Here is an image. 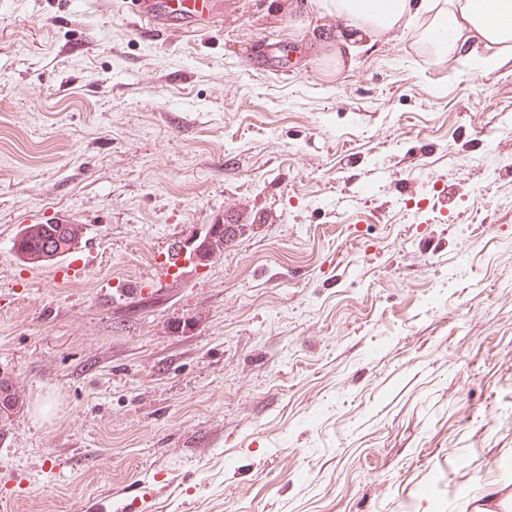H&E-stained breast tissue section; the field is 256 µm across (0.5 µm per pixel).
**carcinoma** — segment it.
Instances as JSON below:
<instances>
[{"label": "carcinoma", "mask_w": 512, "mask_h": 512, "mask_svg": "<svg viewBox=\"0 0 512 512\" xmlns=\"http://www.w3.org/2000/svg\"><path fill=\"white\" fill-rule=\"evenodd\" d=\"M80 235L79 224H26L17 232L12 249L20 261L39 264L77 250Z\"/></svg>", "instance_id": "1"}]
</instances>
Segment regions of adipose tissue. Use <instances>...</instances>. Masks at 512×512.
<instances>
[{"label":"adipose tissue","instance_id":"obj_1","mask_svg":"<svg viewBox=\"0 0 512 512\" xmlns=\"http://www.w3.org/2000/svg\"><path fill=\"white\" fill-rule=\"evenodd\" d=\"M332 8L357 38L408 28L414 9L429 12L419 36L433 57L476 46L480 52L470 65L478 71L496 67L502 53L512 48V0H332Z\"/></svg>","mask_w":512,"mask_h":512}]
</instances>
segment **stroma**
Returning <instances> with one entry per match:
<instances>
[{"mask_svg":"<svg viewBox=\"0 0 512 512\" xmlns=\"http://www.w3.org/2000/svg\"><path fill=\"white\" fill-rule=\"evenodd\" d=\"M323 2L140 33L124 0H0L9 512H499L512 50L352 44ZM267 44L287 68L252 69ZM35 213L78 249L18 260Z\"/></svg>","mask_w":512,"mask_h":512,"instance_id":"stroma-1","label":"stroma"}]
</instances>
